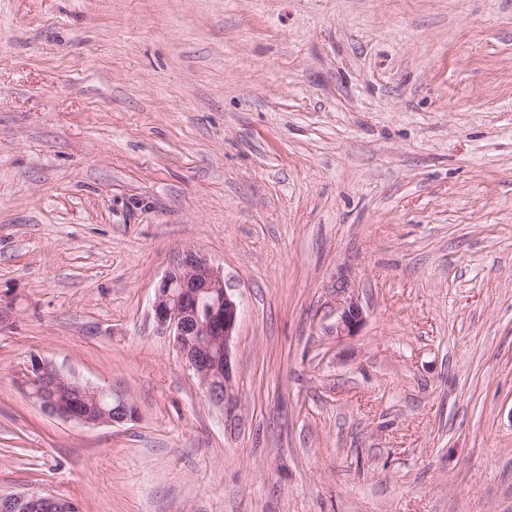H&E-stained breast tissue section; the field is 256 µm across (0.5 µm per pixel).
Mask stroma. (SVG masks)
<instances>
[{
	"label": "stroma",
	"instance_id": "1",
	"mask_svg": "<svg viewBox=\"0 0 512 512\" xmlns=\"http://www.w3.org/2000/svg\"><path fill=\"white\" fill-rule=\"evenodd\" d=\"M188 249L232 424L149 317ZM37 359L137 418L47 415ZM0 490L512 512V0H0ZM363 321L362 310L354 303L345 308L336 320V333L338 336H350Z\"/></svg>",
	"mask_w": 512,
	"mask_h": 512
}]
</instances>
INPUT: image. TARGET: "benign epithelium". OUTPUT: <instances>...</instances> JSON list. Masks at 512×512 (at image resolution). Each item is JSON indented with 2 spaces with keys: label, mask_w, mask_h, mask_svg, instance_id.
<instances>
[{
  "label": "benign epithelium",
  "mask_w": 512,
  "mask_h": 512,
  "mask_svg": "<svg viewBox=\"0 0 512 512\" xmlns=\"http://www.w3.org/2000/svg\"><path fill=\"white\" fill-rule=\"evenodd\" d=\"M240 305L224 280V271L200 254L187 250L177 266L156 287L151 316L157 329L170 338L197 377L205 397L224 412L237 417L233 381V346ZM363 321L356 305L345 308L336 320V335L350 336ZM29 396L48 415L86 425L122 424L136 418L137 407L125 393L113 392L104 403L105 389L81 383L54 365L34 361L26 374ZM42 502L68 512V503L52 494L0 491V512H28Z\"/></svg>",
  "instance_id": "7a95c632"
}]
</instances>
